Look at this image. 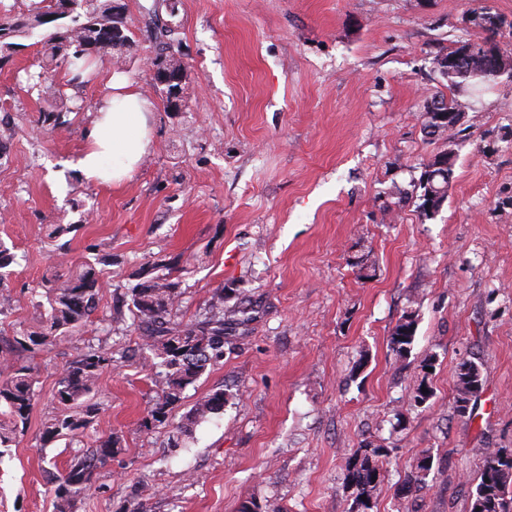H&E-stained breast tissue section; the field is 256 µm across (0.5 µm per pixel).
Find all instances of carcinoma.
Segmentation results:
<instances>
[{
  "label": "carcinoma",
  "instance_id": "carcinoma-1",
  "mask_svg": "<svg viewBox=\"0 0 512 512\" xmlns=\"http://www.w3.org/2000/svg\"><path fill=\"white\" fill-rule=\"evenodd\" d=\"M75 5L70 25L61 29L44 27L42 19L52 15L54 5L47 9L13 6L0 11V68L10 62L14 39L39 33L42 47L41 71L27 73L37 83L46 79L48 72L65 67L70 81L80 82V64L90 61L121 59L116 51L129 47V36L123 13L114 11L112 0H71ZM450 95H440L436 101L450 112L470 108L468 97L488 88L498 76L485 68L483 57L474 53L465 65L445 76ZM41 123L50 131L68 126L67 111L50 107L41 113ZM438 158L426 166L421 176L418 208L424 217L433 215L448 196V181L454 178L453 167L435 168ZM75 230L72 224H52L47 237L57 243V250L65 252L68 242L60 239ZM15 262V254L0 242V313L13 306L14 298L4 284L3 269ZM112 262V256L87 258L69 268L65 274H56L50 286L35 302L39 317L8 346L0 350V458L5 451L18 446L30 423L36 383L33 368L15 365L11 355L17 350L48 348L67 342L89 322L97 309L100 270L98 265ZM168 265L160 260L150 264L155 275L137 284L130 291V311L141 332L142 347L151 352L147 361L150 372L160 379V394L155 399L151 418L159 424L168 423L172 410L181 402L184 391L195 384L208 367L224 359V331L238 324L233 311L224 310V291L216 292L208 303L206 316L196 323L171 320V310L178 302L177 284L165 273ZM416 332L414 315H404L391 334L393 350L408 352ZM112 365V351L87 344L61 372L54 398L57 412L44 422L41 442L48 444L58 437L75 440L83 436L92 423L95 395L99 376ZM476 383L483 388L485 380L480 369L471 362L460 365L456 374L458 400H463L466 385ZM224 390L213 391L188 410L176 426L180 435H188L198 423L224 410ZM119 438L112 435L101 438L90 454L76 455L65 473L55 477L56 512H74L76 503L90 489L98 464L112 458ZM359 459L346 476L356 495L352 512H368L371 497L379 477L380 458L386 456L381 447L364 446L357 452ZM512 485V450L495 448L489 452L480 481L476 487L471 512H512V498L506 499ZM366 499H361V496Z\"/></svg>",
  "mask_w": 512,
  "mask_h": 512
}]
</instances>
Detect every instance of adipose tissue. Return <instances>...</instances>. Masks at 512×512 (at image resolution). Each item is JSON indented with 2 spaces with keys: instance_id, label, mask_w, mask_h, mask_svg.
<instances>
[{
  "instance_id": "ef3b65f1",
  "label": "adipose tissue",
  "mask_w": 512,
  "mask_h": 512,
  "mask_svg": "<svg viewBox=\"0 0 512 512\" xmlns=\"http://www.w3.org/2000/svg\"><path fill=\"white\" fill-rule=\"evenodd\" d=\"M106 88L76 167L88 178L116 183L128 177L150 149L151 104L133 83L113 80Z\"/></svg>"
}]
</instances>
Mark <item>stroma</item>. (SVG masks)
I'll list each match as a JSON object with an SVG mask.
<instances>
[{
    "label": "stroma",
    "instance_id": "35a3bbf8",
    "mask_svg": "<svg viewBox=\"0 0 512 512\" xmlns=\"http://www.w3.org/2000/svg\"><path fill=\"white\" fill-rule=\"evenodd\" d=\"M134 49L68 85L21 38L0 68V242L16 255L0 347L34 321L45 277L108 254L83 338L112 351L82 442L40 443L77 341L16 353L33 367L27 433L0 460V512H55L53 475L80 444L119 436L77 512H351L345 476L364 444L386 448L371 512H470L493 448H512V79L473 97L456 135L454 180L421 215L416 188L444 139L423 106L447 93L436 60L455 39L512 58V0H124ZM486 6L503 24L474 26ZM175 32L183 109L152 86L156 23ZM139 86L152 146L117 185L72 169L106 83ZM69 108L66 130L42 127ZM72 224L67 253L46 238ZM159 256L176 263L175 319H200L215 291L250 320L224 359L184 393L168 424L149 425L157 388L128 292ZM417 330L405 356L391 333ZM475 363L482 392L457 411L456 372ZM427 383L431 397L411 395ZM224 390L220 416L179 447L171 431L202 395ZM430 468L410 477L422 459ZM416 332V322L412 313H407L403 321L395 326L391 334L393 350L400 355L407 353L412 345Z\"/></svg>",
    "mask_w": 512,
    "mask_h": 512
}]
</instances>
